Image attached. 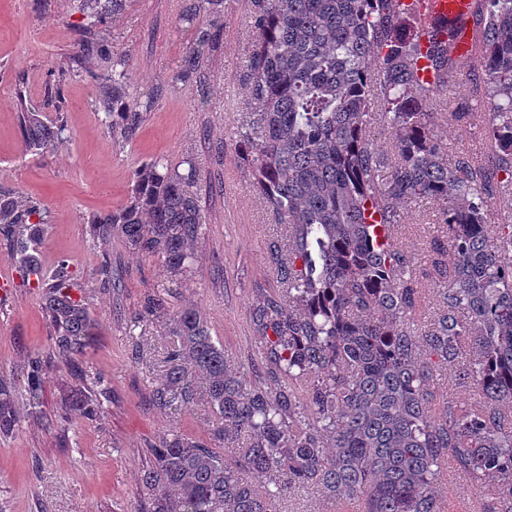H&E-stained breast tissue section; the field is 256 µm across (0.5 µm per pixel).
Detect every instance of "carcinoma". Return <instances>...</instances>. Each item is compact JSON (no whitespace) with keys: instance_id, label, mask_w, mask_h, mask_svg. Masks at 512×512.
<instances>
[{"instance_id":"carcinoma-1","label":"carcinoma","mask_w":512,"mask_h":512,"mask_svg":"<svg viewBox=\"0 0 512 512\" xmlns=\"http://www.w3.org/2000/svg\"><path fill=\"white\" fill-rule=\"evenodd\" d=\"M473 61L481 67L474 102L448 121L483 127L492 167L469 154L455 159L428 134L435 90L469 69L455 56L456 20H433L425 53L440 83L419 80L421 22L404 0H253L257 32L248 85L253 101L238 157L251 186L280 224L284 254L268 247L282 290L263 297L251 319L263 340L271 383H250L231 368L202 314L172 313L175 337L166 374L153 393L160 408L200 397L215 422L207 440L172 431L149 445L141 482L155 491L148 512H269L268 501L299 486L356 500L360 512H448L437 490L443 462L472 483L491 485L489 512H512V224H490L496 203L512 205V0H474ZM214 32H200L193 67ZM111 70L103 109L132 135L141 114L126 101L123 56L103 48ZM28 150L43 153L62 127L17 94ZM379 118L392 137L373 143ZM163 158L135 172L128 201L87 219L97 243L114 236L160 262L174 281L192 279L203 235L198 176ZM428 200L448 226L433 241L441 309L421 332L408 323L420 291L410 285L412 256L394 242L403 208ZM0 234L24 276L42 269L46 223L41 206L0 190ZM34 286L58 354L87 349L95 322L73 298L70 263L57 261ZM169 292L143 293L140 316L169 312ZM52 358L25 366L29 405H39ZM76 388L58 415L101 416L107 383L72 364ZM450 370L473 401L432 410L430 386ZM206 386L198 389L197 377ZM15 387L0 380V436L18 426ZM236 446L231 460L214 444ZM265 478L264 489L253 477Z\"/></svg>"}]
</instances>
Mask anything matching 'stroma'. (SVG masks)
<instances>
[{
  "label": "stroma",
  "instance_id": "obj_1",
  "mask_svg": "<svg viewBox=\"0 0 512 512\" xmlns=\"http://www.w3.org/2000/svg\"><path fill=\"white\" fill-rule=\"evenodd\" d=\"M198 0H130L119 13L104 10L93 22L82 0H0V188L39 202L49 224L42 249L44 269L67 257L98 323L94 342L80 363L104 376L110 392L100 419L56 423L73 385L70 365L58 358L44 383L40 409L23 391L30 356L51 354L50 328L38 289L16 282L10 300L0 301V378L14 383L19 427L0 437V512H142L153 495L140 475L149 460L147 445L168 431L205 437L213 416L203 400L178 409L154 408L151 399L162 377L170 342L167 319L141 324L133 319L148 288L165 284L169 302L190 305L207 318L225 356L250 382L263 378L261 338L250 310L279 288L268 246L288 244V228L276 223L263 199L249 186L250 173L237 158L236 132L249 117V55L255 40L251 0H224L221 30L211 49L186 78L173 74L209 12L181 23ZM95 38L124 55L128 93L144 107L133 136L113 135L104 123L99 98L108 67L99 53L82 50ZM475 75L464 74L437 94L431 134L449 156L485 151L481 128L462 129L447 115L471 101ZM65 131L42 155L27 151L17 93ZM194 156L200 169L192 190L205 215L202 260L192 281L171 284L155 260L133 256L119 238L93 245L87 219L123 206L142 163L167 158L180 165ZM394 241L415 258V285L423 303L414 322L429 323L438 306L431 277L433 240H446L434 206L410 205ZM108 265L112 287L99 270ZM439 492L456 512H486L487 491L444 472Z\"/></svg>",
  "mask_w": 512,
  "mask_h": 512
}]
</instances>
